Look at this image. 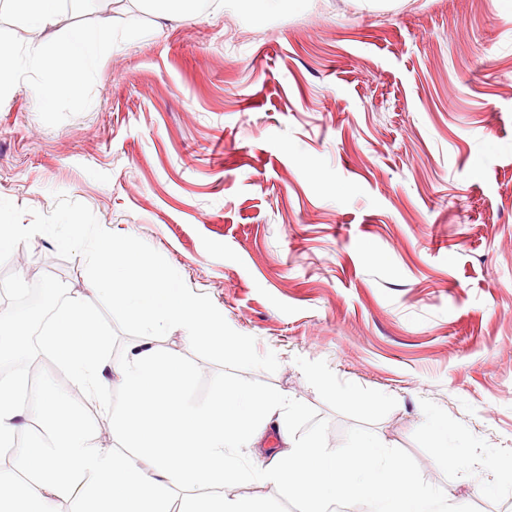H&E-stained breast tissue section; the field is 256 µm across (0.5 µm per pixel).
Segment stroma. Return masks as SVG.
<instances>
[{"instance_id": "obj_1", "label": "stroma", "mask_w": 512, "mask_h": 512, "mask_svg": "<svg viewBox=\"0 0 512 512\" xmlns=\"http://www.w3.org/2000/svg\"><path fill=\"white\" fill-rule=\"evenodd\" d=\"M110 16L136 40L105 57L87 106L0 104V198L42 213L61 191L105 229L161 253L279 368L248 378L315 408L342 444L353 421L319 397L296 358L393 396L372 430L448 488V512H512V0H310L263 17L241 7L157 19L140 0H63L58 30ZM60 286L87 293L85 261L39 234L0 266L12 304ZM107 360L141 328L108 302ZM107 447L112 408L53 358L15 434L41 424L46 393ZM471 443L448 468L424 421ZM494 484L499 495L484 494ZM227 492L259 512H301L236 472L174 488L173 504Z\"/></svg>"}]
</instances>
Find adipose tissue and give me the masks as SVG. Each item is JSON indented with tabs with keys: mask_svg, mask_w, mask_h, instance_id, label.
<instances>
[{
	"mask_svg": "<svg viewBox=\"0 0 512 512\" xmlns=\"http://www.w3.org/2000/svg\"><path fill=\"white\" fill-rule=\"evenodd\" d=\"M61 0H13L19 27L43 31L55 23ZM116 32L110 20L94 30L22 50H0V102L18 91V76L35 78V111H55L59 103L79 110L85 88L94 83L102 57L134 38ZM146 260L133 244L96 250V273L88 296L68 300L46 329L44 348L88 398L108 401L113 381L125 397L112 412V430L138 448L135 456L115 454L46 395L41 416L48 434L20 449L12 467L0 468V512H52L56 498L83 489L82 512H165L163 504L180 485L220 486L268 424H275L285 449L256 475L275 491H291L306 505L334 503L338 495L367 499L372 512H446L447 491L420 487L414 474L397 466L391 452L371 437L351 439L347 456L329 455L314 440L297 441L292 424L301 406L257 390H222L208 402L197 400L190 373L153 342L160 323L182 325L198 345L233 349L247 356V341L224 333L176 275L160 280L140 276ZM108 300L138 323L142 341L120 364L103 355L106 342L95 315L96 301ZM26 316L0 312V359L27 351ZM20 377L0 375V446L13 438L15 419L26 407L18 394Z\"/></svg>",
	"mask_w": 512,
	"mask_h": 512,
	"instance_id": "adipose-tissue-1",
	"label": "adipose tissue"
}]
</instances>
